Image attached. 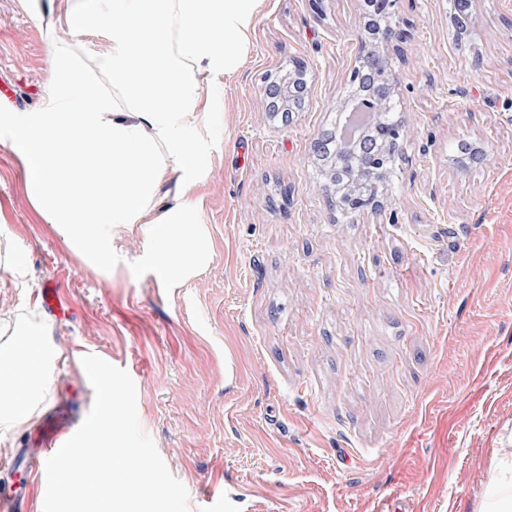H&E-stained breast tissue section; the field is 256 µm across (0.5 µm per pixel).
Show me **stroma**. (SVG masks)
<instances>
[{
  "label": "stroma",
  "instance_id": "1",
  "mask_svg": "<svg viewBox=\"0 0 512 512\" xmlns=\"http://www.w3.org/2000/svg\"><path fill=\"white\" fill-rule=\"evenodd\" d=\"M47 0H0V110L36 109L58 68L35 22ZM458 39L448 0H398L391 64L407 137L383 208L341 220L313 143L360 52V0H266L244 65L208 84L196 222L205 263L174 288L157 243L115 229L101 261L36 220L0 127V326L40 336L49 388L0 436V488L38 512L28 459L94 403L84 355L125 369L138 418L189 512H483L494 449L512 442V0H473ZM301 59L309 102L263 109L264 78ZM480 146L456 162L459 140ZM54 283L66 314L46 309Z\"/></svg>",
  "mask_w": 512,
  "mask_h": 512
}]
</instances>
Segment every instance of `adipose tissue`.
<instances>
[{
  "label": "adipose tissue",
  "instance_id": "1",
  "mask_svg": "<svg viewBox=\"0 0 512 512\" xmlns=\"http://www.w3.org/2000/svg\"><path fill=\"white\" fill-rule=\"evenodd\" d=\"M265 0H58L37 21L47 36L58 28L109 43L98 66L111 90L95 84L71 44L54 50L61 65L40 105L12 123L11 149L28 166L27 185L38 219L68 228L105 251L111 230L147 225L159 246L161 285L170 287L204 263L209 244L192 218L193 191L203 179L197 154L184 138L210 110L205 85L236 73L251 44ZM181 174L175 205L154 215V188ZM27 348L32 369L44 355L14 331L0 333V388L10 401L0 412V433L31 421L32 391H13L15 353Z\"/></svg>",
  "mask_w": 512,
  "mask_h": 512
}]
</instances>
